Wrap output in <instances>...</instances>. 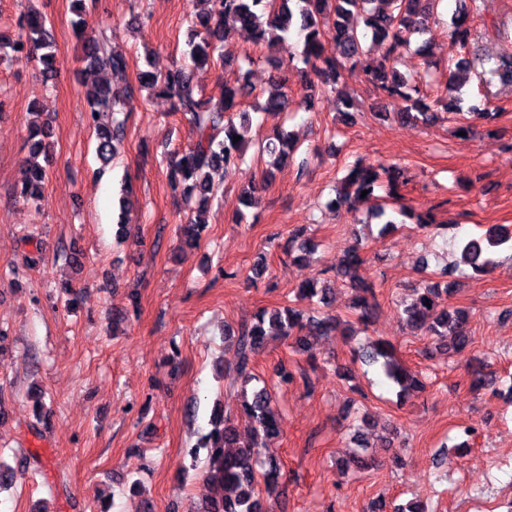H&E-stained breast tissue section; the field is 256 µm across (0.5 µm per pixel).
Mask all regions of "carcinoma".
I'll use <instances>...</instances> for the list:
<instances>
[{"label":"carcinoma","instance_id":"cac0c4a2","mask_svg":"<svg viewBox=\"0 0 512 512\" xmlns=\"http://www.w3.org/2000/svg\"><path fill=\"white\" fill-rule=\"evenodd\" d=\"M85 0H74L75 10L80 14L73 22L75 33L81 43V60L85 68L93 71L104 69L116 79L112 83H94L86 91L89 102L88 125L97 137V154L107 162L115 157L118 145L124 138L129 120V101L132 89L124 84L128 61L122 54L111 50V37L105 31H87L85 19L81 17ZM442 0H196L197 9L192 15L191 37L184 55L191 62L190 69H178L165 75L145 70L140 73V87L156 95L167 97L173 111L185 115L194 133V141L182 153L173 157L169 164V180L173 188H182V199L192 216L180 229V243L195 246L206 230L208 220L206 207L214 194L215 176L221 171L238 166L245 161L243 144L250 132V116L239 110L241 99L251 91L244 77L223 81L222 94L218 102L204 98L192 86L193 69H204L219 59L224 69L234 67L235 60L222 57V44L233 38V31L245 30L256 44L272 46L285 41L293 26L303 38V49L299 56L306 68L313 72L321 86L311 84L306 88L304 101L308 108L315 105L318 88L336 94V101L344 106L350 100L339 88L345 71L362 64L367 53L365 40L386 46L391 55L410 44V38L424 31L428 20ZM364 17L365 31L350 26L349 18L354 14ZM48 20L40 12L27 9L16 25L14 36L0 39V53H8L19 62H36L45 80L56 76V55L47 28ZM331 35L336 45V55L326 56L322 52V39ZM451 39L468 49L471 29L466 17L453 19ZM470 61L461 58L455 63V71L449 73L445 83L449 96L448 111H460L456 96L460 84L457 73H464ZM373 92L387 101V106L404 120L428 122L433 113L427 98L426 77H406L380 60L367 66ZM288 107V93L281 85L272 86L266 94L263 110L282 112ZM34 120L28 127L30 142L27 158V176L19 191L25 202L36 203L44 196L46 170L37 162L41 154H47L45 140L51 135V127L42 119L44 110L32 112ZM239 122H234L233 117ZM239 137L233 142V137ZM271 165L276 166L292 159L294 148L289 136L279 132L267 147ZM401 171L399 168L356 163L341 181V188L332 206L353 205L363 191L373 194L375 188L385 187L390 196L400 197ZM512 249V232L504 226L493 225L479 237L461 242V256L465 264L476 273L490 271L496 262L492 258L502 246ZM313 243L304 237V229H297L290 239L289 249H296L303 260L311 251ZM364 264L360 249L350 250L336 269V278L348 283L355 291L352 313L356 321L369 327L377 306L372 285L360 274ZM451 295L452 288L440 290L434 286L419 289L413 301L402 310L406 327L414 334H424L435 339L448 350H464L472 344L468 313L460 308L440 306V293ZM330 289L317 281H305L298 287V298L328 303ZM353 334L351 327L339 318L324 315L320 318H304L302 311L285 306L256 314L250 323L237 329L225 328V338L234 346L232 369L241 380L242 408L252 421L250 432L243 437L223 411L214 412L215 428L207 436L208 456L206 482L209 487L207 500L196 512H266L264 498L257 491L258 479H263L268 493L276 491L281 477V464L276 457L265 455L267 440L281 431V417L272 407V396L266 387H252V356L270 340L294 338L300 352L310 350L309 338ZM369 359L380 364L384 376L396 387L398 395L405 396L425 389L424 383L402 366L395 357L394 345L377 340L370 346ZM471 387L483 389L493 382L488 365L480 363L473 367Z\"/></svg>","mask_w":512,"mask_h":512}]
</instances>
